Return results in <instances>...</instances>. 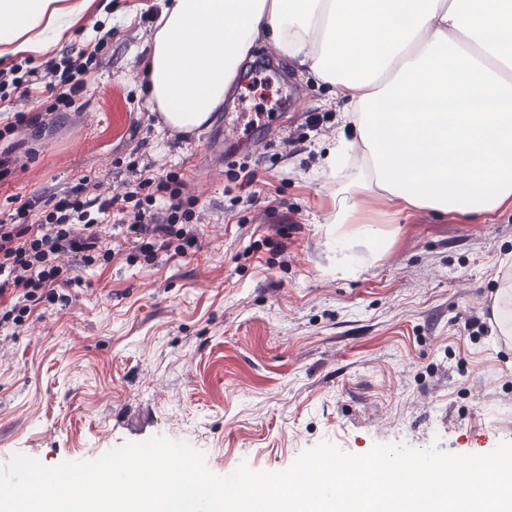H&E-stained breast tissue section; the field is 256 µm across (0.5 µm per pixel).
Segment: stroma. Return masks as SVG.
Returning <instances> with one entry per match:
<instances>
[{
    "instance_id": "stroma-1",
    "label": "stroma",
    "mask_w": 512,
    "mask_h": 512,
    "mask_svg": "<svg viewBox=\"0 0 512 512\" xmlns=\"http://www.w3.org/2000/svg\"><path fill=\"white\" fill-rule=\"evenodd\" d=\"M161 5L91 0L69 45L102 48L71 105L40 84L0 96V123L47 115L15 136L0 213L83 177L111 190L134 166L177 172L202 214L184 256L151 261L115 236L106 269H75L68 306L0 343V465L20 452L55 467L156 435L202 451L218 475L243 462L282 471L324 441L352 455L512 442V342L495 322L468 324L512 289V209L400 213L358 187V155L340 172L327 162L348 126L335 88L261 38L220 106L238 114L239 139L218 152L212 127L183 139L151 122L142 76ZM244 166L262 178L253 204ZM342 187L359 223L390 225V239L337 250Z\"/></svg>"
}]
</instances>
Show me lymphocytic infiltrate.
<instances>
[{"instance_id": "lymphocytic-infiltrate-1", "label": "lymphocytic infiltrate", "mask_w": 512, "mask_h": 512, "mask_svg": "<svg viewBox=\"0 0 512 512\" xmlns=\"http://www.w3.org/2000/svg\"><path fill=\"white\" fill-rule=\"evenodd\" d=\"M95 59L83 50L51 55L35 80L54 93L56 105L69 106L84 91ZM123 186V192L106 196L99 184L84 179L53 206L34 195L17 213L0 215V333L13 336L29 326L40 302L68 303V290L78 283L73 264L111 263L115 252L98 214L117 211L121 226L147 257L172 247L181 253L196 247L198 199L186 193L178 173L139 176Z\"/></svg>"}]
</instances>
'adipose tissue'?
I'll return each mask as SVG.
<instances>
[{
    "mask_svg": "<svg viewBox=\"0 0 512 512\" xmlns=\"http://www.w3.org/2000/svg\"><path fill=\"white\" fill-rule=\"evenodd\" d=\"M90 0H0V63L61 43ZM145 67L171 127L205 124L257 37L337 88L356 178L400 208L512 207V0H163Z\"/></svg>",
    "mask_w": 512,
    "mask_h": 512,
    "instance_id": "adipose-tissue-1",
    "label": "adipose tissue"
}]
</instances>
